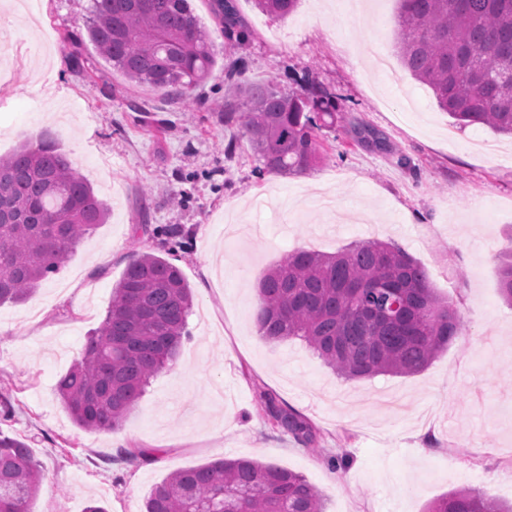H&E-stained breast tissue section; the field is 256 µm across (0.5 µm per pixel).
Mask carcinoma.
Listing matches in <instances>:
<instances>
[{
  "mask_svg": "<svg viewBox=\"0 0 512 512\" xmlns=\"http://www.w3.org/2000/svg\"><path fill=\"white\" fill-rule=\"evenodd\" d=\"M224 38L247 27L235 0H209ZM299 0H255L286 18ZM395 42L403 65L428 85L439 109L462 126L512 135V0H398ZM87 38L131 81L190 96L211 72L217 45L190 0H92ZM244 61L227 67L224 125L237 128L262 169L302 171L318 160L317 130L336 126L342 106L320 83L298 90L256 85ZM108 209L50 138L0 158V305L27 299L58 273ZM512 303V258L499 269ZM257 323L270 342L305 340L337 374L360 379L425 369L465 331L423 267L399 247L356 242L334 254L293 251L259 282ZM191 287L154 253L133 256L101 326L57 383L85 430L119 426L152 378L169 368L189 335ZM269 420L312 444L313 425L264 395ZM43 474L27 443L0 431V512H31ZM144 512H325L324 495L300 474L252 460L176 470L155 485ZM427 512H512L476 491L433 500Z\"/></svg>",
  "mask_w": 512,
  "mask_h": 512,
  "instance_id": "cac0c4a2",
  "label": "carcinoma"
}]
</instances>
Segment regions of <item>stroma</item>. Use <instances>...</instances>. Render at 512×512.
<instances>
[{
    "label": "stroma",
    "instance_id": "35a3bbf8",
    "mask_svg": "<svg viewBox=\"0 0 512 512\" xmlns=\"http://www.w3.org/2000/svg\"><path fill=\"white\" fill-rule=\"evenodd\" d=\"M90 7L41 0L37 27L0 6V156L51 138L109 208L57 274L0 305V394L13 409L0 430L24 438L44 471L32 512H84L92 501L143 512L170 473L218 459L299 473L326 512H425L459 490L512 500V304L498 277L512 252V138L455 125L405 68L392 87L376 57L397 52V0H366L359 12L347 0H299L284 19L238 0L250 36L224 43L190 98L129 81L80 41ZM239 56L253 83L306 74L335 94L344 119L319 131L313 168L258 173L247 141L225 126L224 66ZM364 126L386 146L358 142ZM173 224L187 245L174 262L193 292L190 335L118 428L82 429L56 384L132 256L159 253L152 231ZM368 239L399 245L454 303L465 333L447 351L413 375L347 380L301 339L261 336L268 268L293 251ZM264 392L311 422L313 446L273 429ZM137 448L159 454L117 462Z\"/></svg>",
    "mask_w": 512,
    "mask_h": 512
}]
</instances>
